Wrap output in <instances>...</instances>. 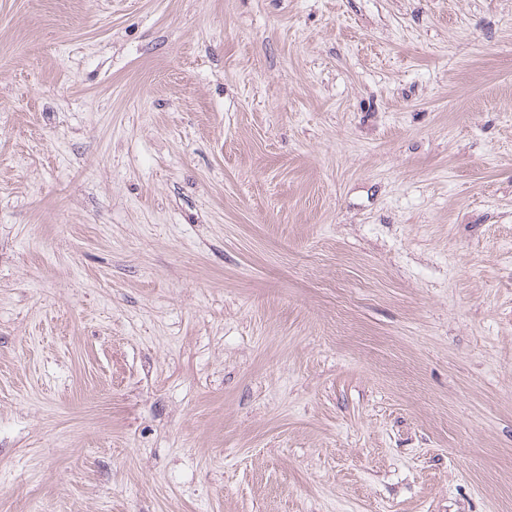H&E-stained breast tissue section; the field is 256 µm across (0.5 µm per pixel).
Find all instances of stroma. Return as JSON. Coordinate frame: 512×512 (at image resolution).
Wrapping results in <instances>:
<instances>
[{
  "mask_svg": "<svg viewBox=\"0 0 512 512\" xmlns=\"http://www.w3.org/2000/svg\"><path fill=\"white\" fill-rule=\"evenodd\" d=\"M0 512H512V0H0Z\"/></svg>",
  "mask_w": 512,
  "mask_h": 512,
  "instance_id": "stroma-1",
  "label": "stroma"
}]
</instances>
